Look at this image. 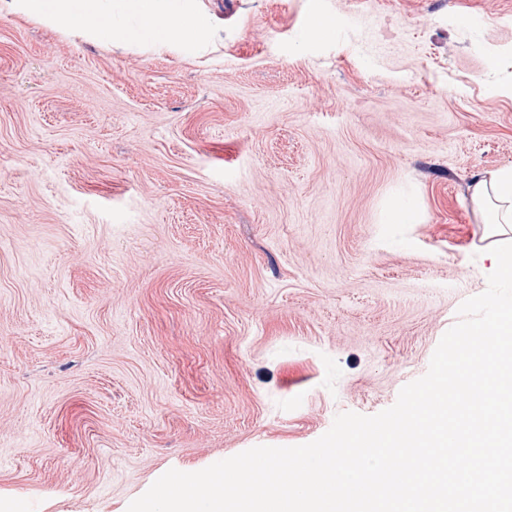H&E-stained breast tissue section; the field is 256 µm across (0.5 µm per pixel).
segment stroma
<instances>
[{
	"label": "stroma",
	"instance_id": "obj_1",
	"mask_svg": "<svg viewBox=\"0 0 512 512\" xmlns=\"http://www.w3.org/2000/svg\"><path fill=\"white\" fill-rule=\"evenodd\" d=\"M166 7L206 40L0 0V506L127 512L377 414L488 286L471 188L512 165V0ZM26 15L59 29L63 34L78 31L100 40H129L135 31L118 30L102 12L100 0H11Z\"/></svg>",
	"mask_w": 512,
	"mask_h": 512
}]
</instances>
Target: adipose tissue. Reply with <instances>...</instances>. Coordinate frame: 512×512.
<instances>
[{
  "mask_svg": "<svg viewBox=\"0 0 512 512\" xmlns=\"http://www.w3.org/2000/svg\"><path fill=\"white\" fill-rule=\"evenodd\" d=\"M26 15L59 29L62 33L77 31L105 41L129 40L128 30L113 28L103 13L101 0H12ZM132 8L150 22L152 39L166 46L200 38L203 25L190 16L168 15L158 11L155 0H130ZM472 203L483 223L491 227L499 241L490 251L491 280L512 285V166L489 172L479 180L472 192Z\"/></svg>",
  "mask_w": 512,
  "mask_h": 512,
  "instance_id": "adipose-tissue-1",
  "label": "adipose tissue"
}]
</instances>
